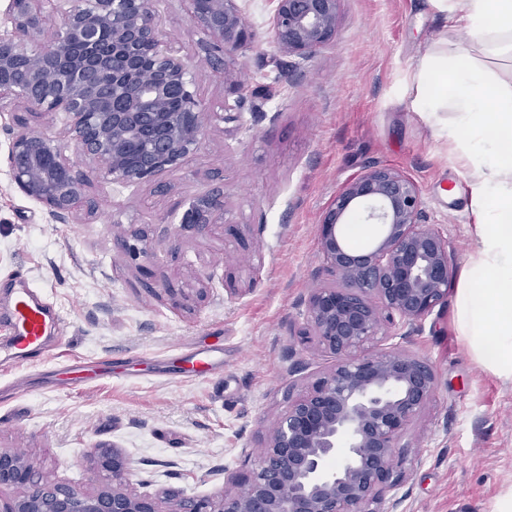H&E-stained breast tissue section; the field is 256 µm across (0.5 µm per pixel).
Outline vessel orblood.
Instances as JSON below:
<instances>
[{
    "mask_svg": "<svg viewBox=\"0 0 512 512\" xmlns=\"http://www.w3.org/2000/svg\"><path fill=\"white\" fill-rule=\"evenodd\" d=\"M23 284L11 312L9 331L0 336V350L17 359L29 360L41 355L53 332L60 330L64 316L43 300L36 289L25 286L26 275L16 272Z\"/></svg>",
    "mask_w": 512,
    "mask_h": 512,
    "instance_id": "1",
    "label": "vessel or blood"
}]
</instances>
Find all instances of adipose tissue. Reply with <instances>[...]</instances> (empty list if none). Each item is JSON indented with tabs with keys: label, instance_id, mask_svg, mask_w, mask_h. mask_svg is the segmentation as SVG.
<instances>
[{
	"label": "adipose tissue",
	"instance_id": "obj_1",
	"mask_svg": "<svg viewBox=\"0 0 512 512\" xmlns=\"http://www.w3.org/2000/svg\"><path fill=\"white\" fill-rule=\"evenodd\" d=\"M475 38L471 52L434 49L417 60L412 106L453 110L448 138L470 161L474 205L484 220L479 247L465 264L456 292L457 328L475 361L512 379V0H433Z\"/></svg>",
	"mask_w": 512,
	"mask_h": 512
}]
</instances>
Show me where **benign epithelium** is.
<instances>
[{"label": "benign epithelium", "instance_id": "benign-epithelium-1", "mask_svg": "<svg viewBox=\"0 0 512 512\" xmlns=\"http://www.w3.org/2000/svg\"><path fill=\"white\" fill-rule=\"evenodd\" d=\"M9 0L0 12V106L23 103L64 112L55 135L33 136L18 122L10 161L14 183L50 217L95 210L92 178L133 184L176 169L197 154L214 120L239 121L240 99L210 112L192 89L187 56L163 44L152 0ZM190 21L212 37L209 48L234 59L254 39L240 0H187ZM340 0H277L272 42L302 61L336 40ZM182 108H170L173 94ZM91 160L75 170L66 148ZM419 185L375 165L336 194L318 224L323 262L334 282L306 303L302 339L313 338L335 358L332 368L288 400L246 475L224 471L225 490L194 500L173 489L131 486L132 462L117 445L92 449L96 487L84 490L37 476L31 461L0 450V512H380L396 490L400 441L433 400L438 376L425 359L391 346L393 329L412 341L448 295L452 275L447 237L423 220ZM381 226L380 236L356 248L346 239L349 214ZM224 194L196 197L172 231L226 224Z\"/></svg>", "mask_w": 512, "mask_h": 512}]
</instances>
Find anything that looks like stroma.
<instances>
[{
	"mask_svg": "<svg viewBox=\"0 0 512 512\" xmlns=\"http://www.w3.org/2000/svg\"><path fill=\"white\" fill-rule=\"evenodd\" d=\"M243 5L255 41L229 66L244 88L240 124L212 122L197 155L150 181L91 182L88 219L50 218L11 178L18 117L45 134L64 113L0 108V325L18 270L68 322L41 357L0 363V448L24 453L48 479L92 488L88 452L112 443L153 491L207 498L223 490L225 470L248 472L289 397L334 363L298 332L308 295L332 280L319 218L369 167L420 186L426 223L451 243L449 291L478 247L467 159L444 133L455 116L412 107L419 56L442 39L452 52L468 43L447 15L430 0H341L334 44L302 61L273 46L276 0ZM153 10L166 41L190 57L198 97L221 111L226 66L185 0H154ZM215 191L230 228L173 238L182 203ZM138 230L150 257L124 247ZM190 347L223 349V369L180 377ZM395 348L438 374L433 401L401 440L404 512H495L512 490V380L477 364L450 298ZM80 358L111 360V380L65 385L57 367Z\"/></svg>",
	"mask_w": 512,
	"mask_h": 512,
	"instance_id": "obj_1",
	"label": "stroma"
}]
</instances>
